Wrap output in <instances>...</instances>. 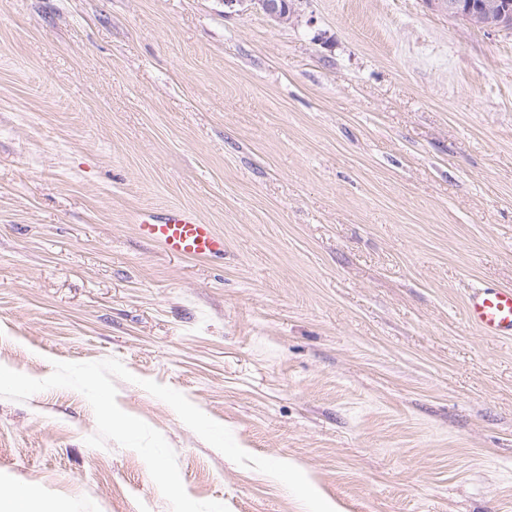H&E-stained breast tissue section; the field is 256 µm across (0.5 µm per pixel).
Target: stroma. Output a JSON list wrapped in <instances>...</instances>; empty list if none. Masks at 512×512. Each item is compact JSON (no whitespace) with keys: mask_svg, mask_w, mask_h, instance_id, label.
Listing matches in <instances>:
<instances>
[{"mask_svg":"<svg viewBox=\"0 0 512 512\" xmlns=\"http://www.w3.org/2000/svg\"><path fill=\"white\" fill-rule=\"evenodd\" d=\"M223 233L198 264L133 211ZM512 286V32L434 0H0V365L119 359L117 404L196 501L306 512L140 385L183 393L343 512H512V341L466 322ZM53 388L0 398V491L171 512ZM131 223L137 236L166 254L201 262L224 258V235L204 224L192 209L170 207L160 211L138 209Z\"/></svg>","mask_w":512,"mask_h":512,"instance_id":"obj_1","label":"stroma"}]
</instances>
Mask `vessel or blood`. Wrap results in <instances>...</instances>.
Instances as JSON below:
<instances>
[{
  "label": "vessel or blood",
  "instance_id": "vessel-or-blood-1",
  "mask_svg": "<svg viewBox=\"0 0 512 512\" xmlns=\"http://www.w3.org/2000/svg\"><path fill=\"white\" fill-rule=\"evenodd\" d=\"M131 222L137 236L168 255L201 262L224 257V236L203 223L192 209L170 207L160 211L139 209ZM468 324L480 335L512 339V288L479 285L465 296Z\"/></svg>",
  "mask_w": 512,
  "mask_h": 512
}]
</instances>
